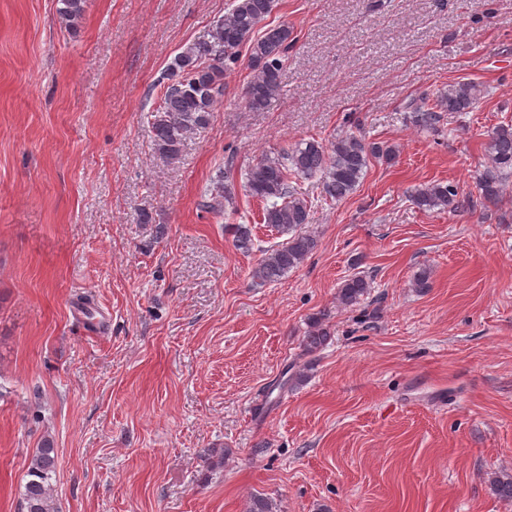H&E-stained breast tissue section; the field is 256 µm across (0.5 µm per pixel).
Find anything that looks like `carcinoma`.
Wrapping results in <instances>:
<instances>
[{
  "mask_svg": "<svg viewBox=\"0 0 512 512\" xmlns=\"http://www.w3.org/2000/svg\"><path fill=\"white\" fill-rule=\"evenodd\" d=\"M86 0H57L58 14L65 27L75 30L82 23ZM275 0H229L224 17L206 35L187 45L171 62L162 87L159 107L152 113L154 151L166 164L180 162L185 141L207 128L218 96L224 91V75L235 68L241 53L248 54L250 69L244 97L251 110H262L279 98L281 72L288 62L295 37L286 24L266 23ZM483 95L482 86L459 81L430 100L422 94L409 103L414 122L432 132L440 129L442 113L468 112ZM390 163L396 149L383 142H368L355 132L330 145L317 140H302L292 146L263 153L244 174L245 191L264 203L262 220L280 235L288 236L281 246L262 251L252 270L260 282H275L299 267L315 250L314 236L302 231L309 223L310 206L299 184L301 179L320 177L325 198L340 201L358 189L370 159ZM233 159L224 163V172L213 181L204 208L219 216L233 204L235 186L231 180ZM512 177V124L501 123L487 134L486 166L476 177V188L486 201H498L504 182ZM410 200L420 210L457 209L466 203L458 187L433 182L415 189ZM235 247L250 252L254 247L251 228L246 224H227ZM371 288L364 276L352 275L341 282L337 300L344 307L360 302ZM329 337L323 316L311 318L303 341V351L312 354ZM56 460L53 445L46 441L33 455L28 480L22 492V512H57L51 479ZM246 512H276L275 504L254 495Z\"/></svg>",
  "mask_w": 512,
  "mask_h": 512,
  "instance_id": "cac0c4a2",
  "label": "carcinoma"
}]
</instances>
